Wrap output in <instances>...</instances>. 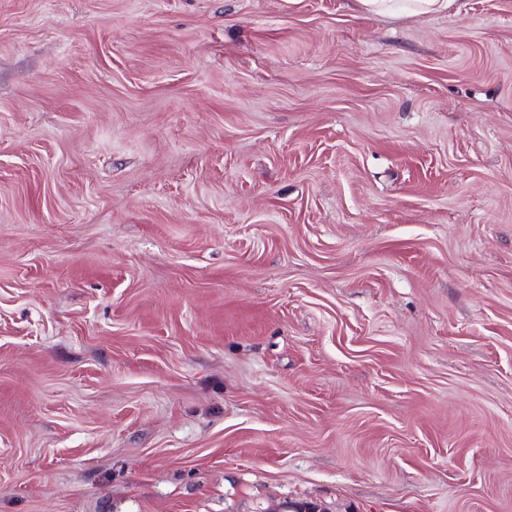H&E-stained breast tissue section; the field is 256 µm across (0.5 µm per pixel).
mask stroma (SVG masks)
Wrapping results in <instances>:
<instances>
[{
  "mask_svg": "<svg viewBox=\"0 0 512 512\" xmlns=\"http://www.w3.org/2000/svg\"><path fill=\"white\" fill-rule=\"evenodd\" d=\"M512 512V0H0V512ZM368 14L380 16H426L448 10L449 0H356Z\"/></svg>",
  "mask_w": 512,
  "mask_h": 512,
  "instance_id": "obj_1",
  "label": "stroma"
}]
</instances>
